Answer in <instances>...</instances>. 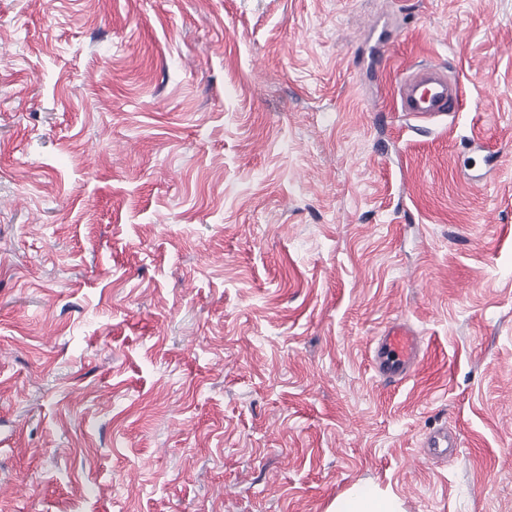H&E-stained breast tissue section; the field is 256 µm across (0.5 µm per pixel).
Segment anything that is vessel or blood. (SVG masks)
Segmentation results:
<instances>
[{"label": "vessel or blood", "instance_id": "vessel-or-blood-1", "mask_svg": "<svg viewBox=\"0 0 512 512\" xmlns=\"http://www.w3.org/2000/svg\"><path fill=\"white\" fill-rule=\"evenodd\" d=\"M461 97V82L449 78L445 67L425 65L412 69L397 85L399 111L422 118H434L456 111ZM425 339L404 321L389 323L377 336L372 350L373 370L383 386L395 387L415 376L425 361ZM432 455L444 456L459 451V434L439 427L425 438Z\"/></svg>", "mask_w": 512, "mask_h": 512}]
</instances>
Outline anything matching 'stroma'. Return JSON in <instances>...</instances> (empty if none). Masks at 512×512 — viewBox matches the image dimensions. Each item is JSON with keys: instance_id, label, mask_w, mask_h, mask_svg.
Returning a JSON list of instances; mask_svg holds the SVG:
<instances>
[{"instance_id": "1", "label": "stroma", "mask_w": 512, "mask_h": 512, "mask_svg": "<svg viewBox=\"0 0 512 512\" xmlns=\"http://www.w3.org/2000/svg\"><path fill=\"white\" fill-rule=\"evenodd\" d=\"M510 44L512 0H0V512H512ZM395 320L437 360L385 388ZM461 97V82L450 79L439 65L412 69L397 85L398 111L422 118H434L455 112ZM462 447L459 434L448 432L447 426L434 429L425 438V448H430L432 455H448V451L457 452ZM328 512H404L400 499L391 492H383L372 484H354L336 497Z\"/></svg>"}]
</instances>
